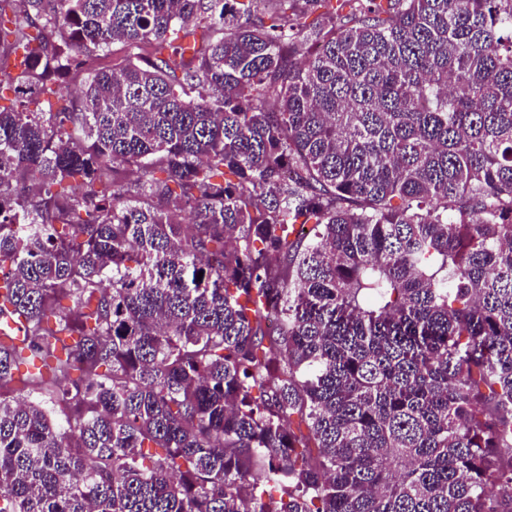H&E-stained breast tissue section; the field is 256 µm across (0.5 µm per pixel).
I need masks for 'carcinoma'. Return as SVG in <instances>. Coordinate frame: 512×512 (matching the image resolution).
<instances>
[{"mask_svg":"<svg viewBox=\"0 0 512 512\" xmlns=\"http://www.w3.org/2000/svg\"><path fill=\"white\" fill-rule=\"evenodd\" d=\"M228 2L0 0V512H512V0ZM145 50L131 45L125 41H113L104 52H99L93 67L97 69H112L120 67L129 60H136L139 56L145 55Z\"/></svg>","mask_w":512,"mask_h":512,"instance_id":"cac0c4a2","label":"carcinoma"}]
</instances>
